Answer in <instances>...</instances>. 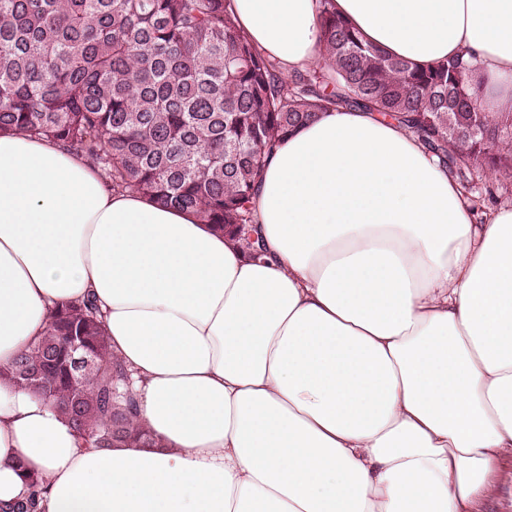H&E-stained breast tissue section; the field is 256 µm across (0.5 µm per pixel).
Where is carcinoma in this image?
I'll list each match as a JSON object with an SVG mask.
<instances>
[{
    "label": "carcinoma",
    "instance_id": "obj_1",
    "mask_svg": "<svg viewBox=\"0 0 512 512\" xmlns=\"http://www.w3.org/2000/svg\"><path fill=\"white\" fill-rule=\"evenodd\" d=\"M319 19L321 58L285 77L237 27L231 0H0V133L55 141L112 189L192 211L253 251L268 156L330 108L397 123L466 189L476 174L509 189L512 113L485 111L470 67L386 55L333 0H319ZM73 340L91 370L74 366ZM7 375L96 448L132 434L130 375L90 299L52 311Z\"/></svg>",
    "mask_w": 512,
    "mask_h": 512
}]
</instances>
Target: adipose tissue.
Here are the masks:
<instances>
[{
  "mask_svg": "<svg viewBox=\"0 0 512 512\" xmlns=\"http://www.w3.org/2000/svg\"><path fill=\"white\" fill-rule=\"evenodd\" d=\"M334 4L417 66L470 53L512 112V0ZM232 10L283 74L318 59V0ZM253 218L256 258L0 135V506L26 471L35 512H480L512 459V204L476 212L411 133L331 108L276 145ZM88 297L153 447H83L5 376Z\"/></svg>",
  "mask_w": 512,
  "mask_h": 512,
  "instance_id": "1",
  "label": "adipose tissue"
}]
</instances>
